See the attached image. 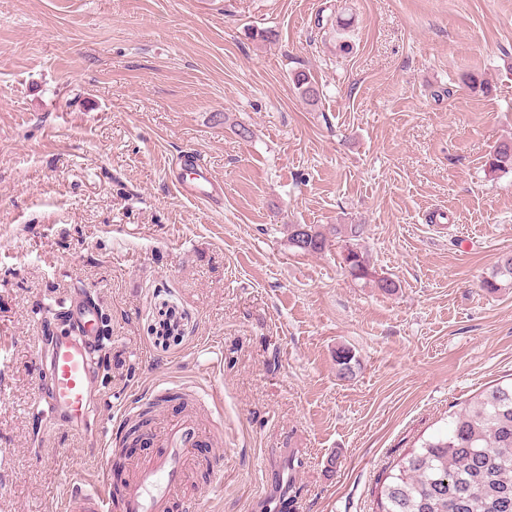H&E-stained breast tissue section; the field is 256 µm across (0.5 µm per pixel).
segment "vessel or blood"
Instances as JSON below:
<instances>
[{
  "mask_svg": "<svg viewBox=\"0 0 512 512\" xmlns=\"http://www.w3.org/2000/svg\"><path fill=\"white\" fill-rule=\"evenodd\" d=\"M178 186L184 196L219 206L224 202V184L197 159L181 164ZM46 354L37 359L40 376L50 378L39 401L53 423L88 434L98 442L92 423L94 407V359L85 341L68 333H56L47 339ZM198 409L167 425L158 441L157 451L142 463L125 482L121 494H113L109 469L91 483L73 484L66 492L61 512H203L206 498L221 486V464L210 467L208 480L194 501L182 503L181 492L187 480V462L202 432L201 407L215 406L213 395L196 397Z\"/></svg>",
  "mask_w": 512,
  "mask_h": 512,
  "instance_id": "obj_1",
  "label": "vessel or blood"
}]
</instances>
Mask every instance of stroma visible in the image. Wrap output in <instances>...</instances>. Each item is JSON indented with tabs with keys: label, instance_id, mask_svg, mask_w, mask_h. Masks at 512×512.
Instances as JSON below:
<instances>
[{
	"label": "stroma",
	"instance_id": "obj_1",
	"mask_svg": "<svg viewBox=\"0 0 512 512\" xmlns=\"http://www.w3.org/2000/svg\"><path fill=\"white\" fill-rule=\"evenodd\" d=\"M509 138L512 0H0V512H59L103 465L38 404L71 298L99 310L101 438L154 384L163 420L200 386L223 404L208 512L291 488L294 512H375L399 458L512 381V283L480 286L512 254V173L485 166ZM187 152L223 208L179 193ZM290 224L364 225L398 291Z\"/></svg>",
	"mask_w": 512,
	"mask_h": 512
}]
</instances>
